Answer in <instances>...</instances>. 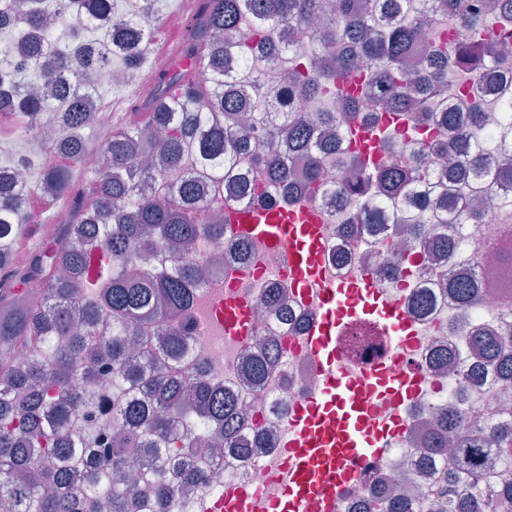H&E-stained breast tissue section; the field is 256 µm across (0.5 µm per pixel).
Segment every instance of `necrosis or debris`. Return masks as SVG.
<instances>
[{"label": "necrosis or debris", "instance_id": "obj_1", "mask_svg": "<svg viewBox=\"0 0 512 512\" xmlns=\"http://www.w3.org/2000/svg\"><path fill=\"white\" fill-rule=\"evenodd\" d=\"M321 216L319 226L323 245L321 269L332 282L355 285L361 282L379 294H395L408 324L418 329L416 341H391L382 325L364 315L350 317L336 338L339 357L366 375L365 391H372L388 374L412 366L418 369L421 392L403 416L399 432L388 435L381 451L357 460L358 479L336 494V512H355L359 500L381 495L411 467L412 437L422 421L436 408L458 404L461 396L478 402L479 419L488 421L504 416L499 401L500 388L492 381L482 386L468 384L466 360L439 367L441 350L458 346L461 324L497 325L505 319L500 296L512 289V268L495 267L486 271L487 288L480 301L468 309L457 307L446 284L450 265L432 255L427 242L416 246L423 266L407 275L389 268V249L373 247L367 227L352 230L343 223L335 207L323 200L313 202ZM223 262L215 267L194 294V309L186 319L188 339L175 365L190 373L204 371L207 378L237 387L242 381L247 343L226 336L220 310L228 290L246 296L252 307H259L266 289L280 291L281 305L266 315L253 316V337L275 338L282 356L273 370L250 394L244 426L239 435L253 441L255 449L243 458L225 457L212 466L206 479L177 485L170 498L169 512H212L226 487L255 491L254 512H266L282 462V446L294 412L314 400L324 387L316 355L307 344L308 332L319 316L318 301L301 300L283 277L286 257L270 250L261 240H250L244 255H236L230 238L208 236L196 245L194 260L207 263L215 255ZM431 289L437 303L418 310L413 296L420 289Z\"/></svg>", "mask_w": 512, "mask_h": 512}]
</instances>
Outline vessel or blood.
<instances>
[{
    "instance_id": "1",
    "label": "vessel or blood",
    "mask_w": 512,
    "mask_h": 512,
    "mask_svg": "<svg viewBox=\"0 0 512 512\" xmlns=\"http://www.w3.org/2000/svg\"><path fill=\"white\" fill-rule=\"evenodd\" d=\"M238 235L263 239L285 252V276L296 288L307 289L320 268L323 247L319 217L302 205L291 208L257 207L231 213ZM323 312L309 330L324 376L323 396L302 407L288 434L287 460L278 476L280 495L274 512H302L307 496L322 497L324 512H335L336 491L355 478L352 462L384 435L373 420L371 398L361 397L354 377L338 361L335 340L344 319L354 313L377 315L388 335L407 333L399 304L387 296L371 297L365 284L352 287L327 283L317 290ZM224 331L240 340L250 337L246 300L237 294L224 299ZM418 381L404 376L389 382L384 397L394 413H402L416 396Z\"/></svg>"
}]
</instances>
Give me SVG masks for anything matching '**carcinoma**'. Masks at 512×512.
<instances>
[{"mask_svg": "<svg viewBox=\"0 0 512 512\" xmlns=\"http://www.w3.org/2000/svg\"><path fill=\"white\" fill-rule=\"evenodd\" d=\"M155 0H0V33L15 36L0 51V134H22L46 114H58L64 136L54 153L82 166L95 124L85 102L101 93L91 82V56L104 43L123 59L132 79L155 39ZM447 11L468 42L448 48V26L430 16ZM77 25L62 39L51 21L60 12ZM311 30L315 45L295 48L291 34ZM89 29L100 33L86 39ZM346 50L331 55L328 39ZM263 46L268 70L244 66L252 43ZM512 44V0H489L476 17L465 0H206L191 26L186 67L166 79L148 119L109 134L100 146L105 164L86 169L91 194L73 201L70 222L51 249L15 271L0 254V509L4 512H127L135 491L133 466L159 487L158 512L182 480L198 476L196 427L209 423L223 439L211 448L249 451L237 434L243 395L221 381L184 383L160 371V358L176 359L184 346L173 330L161 340L162 357L133 351L134 328L165 325L189 306L201 266L189 259L202 234L226 235L228 218L202 226L193 216L210 189L228 181L236 209L253 207L260 189L238 170L253 155L269 180L288 182L282 202L297 206L322 198L357 223L382 230L377 243L400 233L418 239L430 227L476 224L470 197L512 191V155L493 149L480 133L479 98L499 86L489 45ZM288 66L268 89V72ZM461 79L448 84V71ZM380 102L383 116L368 123L362 104ZM397 123L382 131L384 117ZM355 127L375 130L379 144L408 139L417 155L390 166L353 151L354 174L333 188L321 179L336 154V138L353 147ZM429 150L451 156L433 168ZM43 198L72 190L69 169H43ZM28 185L17 168L0 166V239L16 237L30 222ZM40 284L26 291L28 279ZM478 274L453 279L462 309L480 299ZM57 339L47 361L18 353ZM471 359L512 387V334L465 327ZM280 353L266 342L248 354V378L258 383ZM111 366L116 404L112 448L91 456V432L70 433L88 402L96 367ZM464 407L435 412L431 445L416 453L415 473L426 477L432 451L453 448L447 468L425 500L386 493L360 512H512V419L489 428L473 425Z\"/></svg>", "mask_w": 512, "mask_h": 512, "instance_id": "1", "label": "carcinoma"}]
</instances>
